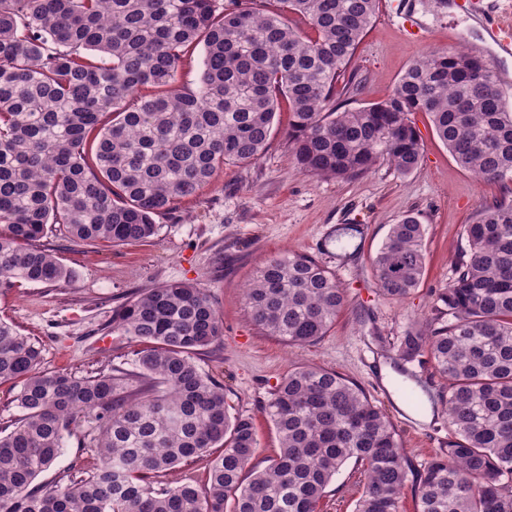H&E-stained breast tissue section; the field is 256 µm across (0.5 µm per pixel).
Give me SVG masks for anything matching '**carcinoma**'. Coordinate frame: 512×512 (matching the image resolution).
I'll use <instances>...</instances> for the list:
<instances>
[{
  "instance_id": "obj_1",
  "label": "carcinoma",
  "mask_w": 512,
  "mask_h": 512,
  "mask_svg": "<svg viewBox=\"0 0 512 512\" xmlns=\"http://www.w3.org/2000/svg\"><path fill=\"white\" fill-rule=\"evenodd\" d=\"M380 0H0V288L73 274L34 245L49 224L76 243L156 236L155 217L266 149L280 100L292 112L296 168L352 180L380 161L406 175L424 144L409 119L429 114L454 160L499 195L464 232L433 316L396 342L448 383V450L412 464L381 408L332 369L288 371L265 405L280 450L259 469L252 418L230 416L224 388L196 364L223 335L206 289L149 288L112 310V330L147 344L135 368L47 374L41 349L0 321V382L17 381L21 415L0 428V512H319L354 463L356 512H512V107L473 53L433 51L394 93L348 109L351 67ZM303 18L311 33L288 24ZM194 88L178 70L196 51ZM425 225H390L373 270L401 301L426 265ZM253 323L289 345L324 338L345 305L336 274L289 252L267 259L244 293ZM96 425V462L50 489L35 484L80 418ZM220 449L203 489L155 478Z\"/></svg>"
}]
</instances>
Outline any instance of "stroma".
I'll use <instances>...</instances> for the list:
<instances>
[{"label":"stroma","mask_w":512,"mask_h":512,"mask_svg":"<svg viewBox=\"0 0 512 512\" xmlns=\"http://www.w3.org/2000/svg\"><path fill=\"white\" fill-rule=\"evenodd\" d=\"M393 2L382 0L357 50L362 83L351 107L385 100L414 61L454 47H482L488 69L512 78V54L501 53L485 23L461 13L455 0H411L422 22L415 35L388 18ZM411 119L424 143L416 171L402 175L380 163L355 180H328L295 170L290 114L280 106L264 153L253 162L225 166L197 195L176 200L157 217L160 230L153 239L77 244L59 229L49 231L39 244L73 273L72 282L0 288V319L37 342L45 373L95 375L132 366L144 348L111 329L114 307L170 281L197 284L212 295L223 334L195 360L223 385L230 414L252 418L259 465L279 452L264 405L288 370L303 364L341 372L361 385L387 413L408 456L424 465L448 447L446 383L431 363L418 366L417 379L435 401L432 413L422 417L383 383L379 369L392 364L393 344L405 327L431 317L436 295L448 286L451 262L465 245V225L497 189L454 161L427 113ZM409 211L426 226V266L419 287L394 301L379 291L372 259L390 224ZM288 251L310 254L334 271L346 298L328 335L300 347L258 329L243 299L262 263ZM92 429L86 421L74 429L38 484L67 481L77 468L90 466ZM361 493L359 472L346 466L328 487L320 512H355Z\"/></svg>","instance_id":"stroma-1"}]
</instances>
